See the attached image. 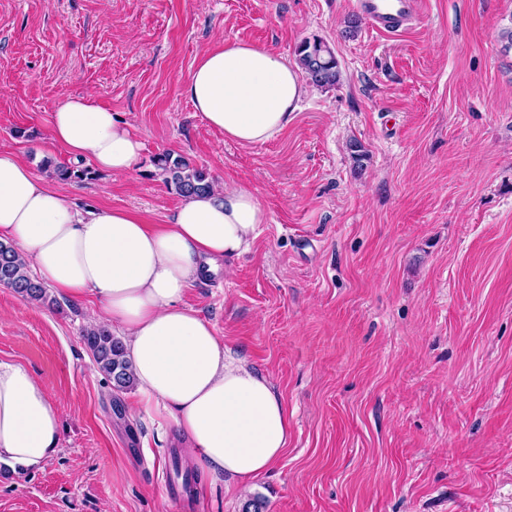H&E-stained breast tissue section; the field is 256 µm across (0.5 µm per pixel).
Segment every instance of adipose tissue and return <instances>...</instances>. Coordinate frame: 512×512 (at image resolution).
<instances>
[{
    "label": "adipose tissue",
    "instance_id": "1",
    "mask_svg": "<svg viewBox=\"0 0 512 512\" xmlns=\"http://www.w3.org/2000/svg\"><path fill=\"white\" fill-rule=\"evenodd\" d=\"M307 92L287 56L235 39L197 59L183 93L207 125L240 144L276 139ZM50 138L74 161L128 173L143 145L91 93L65 98ZM266 212L249 188L214 186L147 224L126 209L81 208L0 153V242L13 244L56 293L94 304V321L118 328L145 405L161 406L188 441L192 464L236 483L265 474L288 444V410L266 375L234 355L209 319L183 303L192 284L247 252ZM60 421L45 384L0 362V462L41 466Z\"/></svg>",
    "mask_w": 512,
    "mask_h": 512
}]
</instances>
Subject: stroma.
<instances>
[{"label":"stroma","mask_w":512,"mask_h":512,"mask_svg":"<svg viewBox=\"0 0 512 512\" xmlns=\"http://www.w3.org/2000/svg\"><path fill=\"white\" fill-rule=\"evenodd\" d=\"M357 17L353 0H0L1 152L40 178L70 163L50 115L91 92L142 153L50 188L163 224L180 201L155 174L169 150L254 191L250 250L184 303L270 379L290 429L263 477L198 468L180 508L165 481L186 444L100 372L91 304L0 286V361L44 382L61 420L40 468L0 464V512H512V0H421L397 36ZM222 38L290 57L323 40L340 82L309 87L283 136L227 141L180 91Z\"/></svg>","instance_id":"obj_1"}]
</instances>
